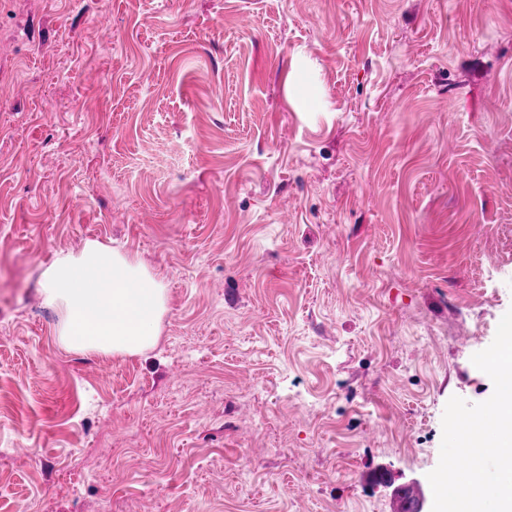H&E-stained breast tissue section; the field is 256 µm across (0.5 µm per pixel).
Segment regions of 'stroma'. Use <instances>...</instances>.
Returning <instances> with one entry per match:
<instances>
[{"instance_id": "35a3bbf8", "label": "stroma", "mask_w": 512, "mask_h": 512, "mask_svg": "<svg viewBox=\"0 0 512 512\" xmlns=\"http://www.w3.org/2000/svg\"><path fill=\"white\" fill-rule=\"evenodd\" d=\"M166 288L66 350L57 254ZM512 308V0H0V512H391ZM39 293L61 311L59 340L67 350L137 354L159 341L166 290L118 248L89 242L58 254L40 276Z\"/></svg>"}]
</instances>
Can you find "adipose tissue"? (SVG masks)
Wrapping results in <instances>:
<instances>
[{"instance_id": "1", "label": "adipose tissue", "mask_w": 512, "mask_h": 512, "mask_svg": "<svg viewBox=\"0 0 512 512\" xmlns=\"http://www.w3.org/2000/svg\"><path fill=\"white\" fill-rule=\"evenodd\" d=\"M44 302L61 311L59 340L68 350L137 354L160 336L166 290L139 260L90 242L56 256L39 279Z\"/></svg>"}]
</instances>
